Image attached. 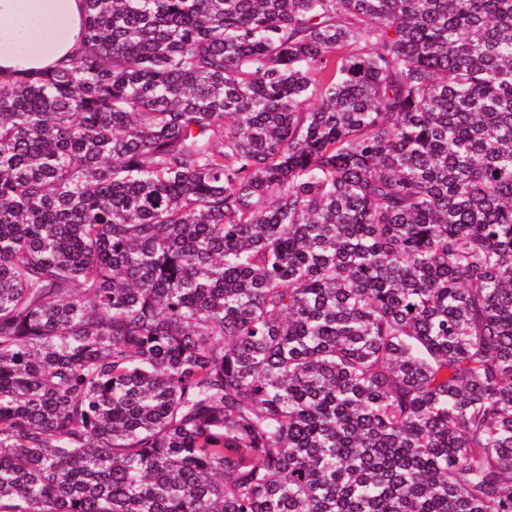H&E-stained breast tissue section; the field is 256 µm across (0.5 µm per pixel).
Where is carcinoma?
<instances>
[{
	"mask_svg": "<svg viewBox=\"0 0 512 512\" xmlns=\"http://www.w3.org/2000/svg\"><path fill=\"white\" fill-rule=\"evenodd\" d=\"M0 80V512H512V0H85Z\"/></svg>",
	"mask_w": 512,
	"mask_h": 512,
	"instance_id": "1",
	"label": "carcinoma"
}]
</instances>
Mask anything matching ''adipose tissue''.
<instances>
[{
  "instance_id": "ef3b65f1",
  "label": "adipose tissue",
  "mask_w": 512,
  "mask_h": 512,
  "mask_svg": "<svg viewBox=\"0 0 512 512\" xmlns=\"http://www.w3.org/2000/svg\"><path fill=\"white\" fill-rule=\"evenodd\" d=\"M85 0H0V78L74 58Z\"/></svg>"
}]
</instances>
